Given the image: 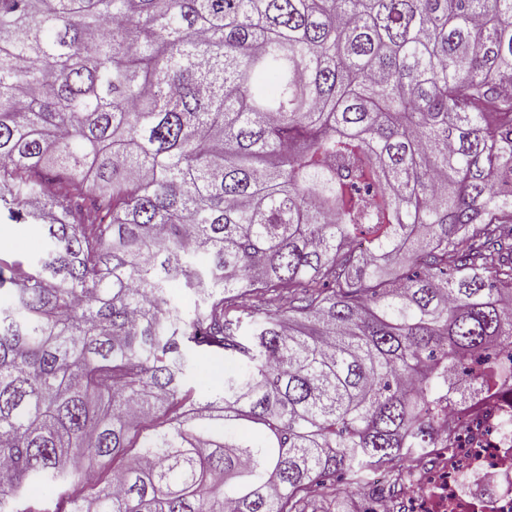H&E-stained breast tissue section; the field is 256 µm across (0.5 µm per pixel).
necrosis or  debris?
Instances as JSON below:
<instances>
[{"instance_id":"obj_1","label":"necrosis or debris","mask_w":512,"mask_h":512,"mask_svg":"<svg viewBox=\"0 0 512 512\" xmlns=\"http://www.w3.org/2000/svg\"><path fill=\"white\" fill-rule=\"evenodd\" d=\"M393 479L405 512H512V381L440 398L427 448L369 481L370 512H387Z\"/></svg>"}]
</instances>
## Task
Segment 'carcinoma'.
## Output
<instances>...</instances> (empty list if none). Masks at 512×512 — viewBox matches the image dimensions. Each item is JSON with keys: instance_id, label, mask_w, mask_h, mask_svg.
<instances>
[{"instance_id": "1", "label": "carcinoma", "mask_w": 512, "mask_h": 512, "mask_svg": "<svg viewBox=\"0 0 512 512\" xmlns=\"http://www.w3.org/2000/svg\"><path fill=\"white\" fill-rule=\"evenodd\" d=\"M509 88L512 0H0V512H352L512 343ZM10 225V226H8ZM13 225V226H12ZM2 226V236L0 234V242L12 244L11 253H21L26 255H32L36 253L41 247V239L38 235L36 226H28L25 232V242L19 243L17 240L18 229L20 225L11 224L10 221L2 220L0 223V229ZM7 228V229H4Z\"/></svg>"}]
</instances>
